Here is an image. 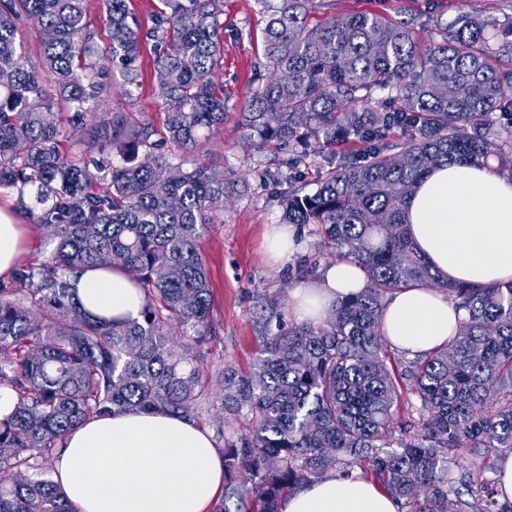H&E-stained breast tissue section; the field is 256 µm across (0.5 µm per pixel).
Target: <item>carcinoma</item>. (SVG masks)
<instances>
[{"mask_svg":"<svg viewBox=\"0 0 512 512\" xmlns=\"http://www.w3.org/2000/svg\"><path fill=\"white\" fill-rule=\"evenodd\" d=\"M86 0H0V190L30 196L54 242L40 268L0 283V386L15 393L0 419V512H78L52 478L66 434L85 418L156 411L195 420L205 387L195 346L208 334L212 290L200 240L224 216L234 186L192 155L224 125L216 87L224 55L223 0H164L142 32L128 0H104L106 52L130 74L143 39L155 43L163 131L99 111L109 88ZM263 72L241 112L244 148L331 154L313 188L287 190L281 223L314 225L325 247L357 264L366 288L319 323L264 325L247 372L224 370L221 410L250 415L249 436L221 449L225 485L282 512L287 497L330 471L363 470L408 512H512L495 482L478 507L451 494L450 450L512 452V283L480 290L433 272L408 238L404 211L418 184L448 162L512 173V16L463 0L424 42L376 11L313 18L315 0H257ZM40 27L34 65L18 26ZM107 126L120 160L68 159L53 108ZM401 130L404 139L395 138ZM362 154L336 159V142ZM102 185L92 191L93 184ZM128 271L145 296L136 319H106L75 301L70 274ZM437 287L467 317L448 343L393 365L380 324L385 298ZM420 404L421 431L389 448L394 412Z\"/></svg>","mask_w":512,"mask_h":512,"instance_id":"1","label":"carcinoma"}]
</instances>
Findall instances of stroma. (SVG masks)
<instances>
[{"label": "stroma", "mask_w": 512, "mask_h": 512, "mask_svg": "<svg viewBox=\"0 0 512 512\" xmlns=\"http://www.w3.org/2000/svg\"><path fill=\"white\" fill-rule=\"evenodd\" d=\"M330 12L376 10L395 21H411L419 38H435L436 18L452 17L459 0H326ZM88 19L101 66L112 74V92L104 98L106 112H123L132 119H146L161 126L164 106L155 95L156 72L153 41H143L134 66L138 84L132 96L121 90L122 72L103 50L110 33L103 24V0H86ZM224 61L217 81L224 87L226 115L223 130L196 154L223 167L230 181L242 180L245 191L235 193L224 211V221L211 225L201 248L208 261L213 289L209 319L210 334L199 347V364L208 383V394L201 404L198 426L212 437L216 447H224L249 430L246 414L223 415L218 383L225 368L249 370L260 354L262 317L266 302H273L284 321L295 319L294 291L299 283L295 272L299 260L315 262L324 269L340 260L341 251L324 246L314 226H295L297 249L280 262L267 255V231L281 215L280 194L289 187L295 171L285 150L244 149L240 144V109L249 97L256 69L262 59L264 24L255 0H224ZM62 130V150L70 152L73 143L89 147L93 155H115L111 143L101 139L91 123L77 121L73 112L58 116ZM498 455L462 448L448 455V478L454 482L479 484L495 476Z\"/></svg>", "instance_id": "obj_1"}]
</instances>
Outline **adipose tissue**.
I'll return each instance as SVG.
<instances>
[{"label":"adipose tissue","instance_id":"ef3b65f1","mask_svg":"<svg viewBox=\"0 0 512 512\" xmlns=\"http://www.w3.org/2000/svg\"><path fill=\"white\" fill-rule=\"evenodd\" d=\"M410 237L433 270L473 288L512 282V176L484 165L448 164L423 179L406 211ZM20 211L0 207V278L22 254ZM84 307L99 316H138L145 296L121 269L71 279ZM366 278L353 262L328 265L295 289L299 321L322 320L338 298ZM465 318L429 287L389 295L382 333L411 355L447 342ZM54 479L79 512H210L224 492V462L210 435L170 414L94 416L71 430ZM283 512H398V504L361 470L329 473L287 499Z\"/></svg>","mask_w":512,"mask_h":512}]
</instances>
